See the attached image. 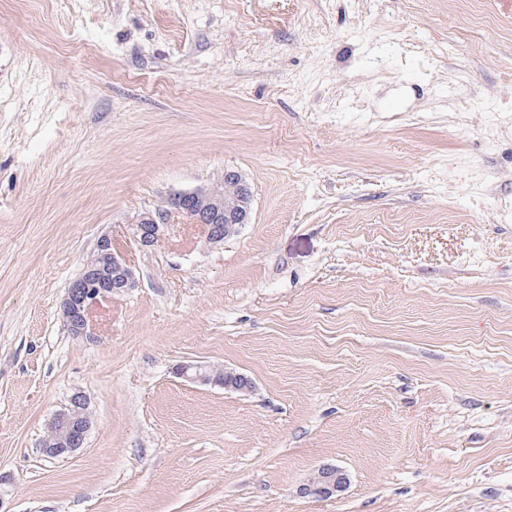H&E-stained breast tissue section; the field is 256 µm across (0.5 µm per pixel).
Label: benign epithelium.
<instances>
[{
	"instance_id": "obj_1",
	"label": "benign epithelium",
	"mask_w": 512,
	"mask_h": 512,
	"mask_svg": "<svg viewBox=\"0 0 512 512\" xmlns=\"http://www.w3.org/2000/svg\"><path fill=\"white\" fill-rule=\"evenodd\" d=\"M252 190L242 176L232 170L224 171V180L209 187L173 195L165 205L143 213L131 225L134 243L141 249L155 246L162 238L171 214L182 216L189 224H202L207 239L220 244L234 235L238 228L251 220ZM136 287L134 271L114 252L112 239L103 237L96 246V256L84 265L82 272L68 286L61 304V313L69 333L76 338H93L90 314L112 294ZM177 374L192 382L215 384L237 391L252 388L251 380L239 373L214 366L183 364ZM91 427L86 397L78 392L69 405L49 421L48 437L41 444V453L48 458L67 459L84 444ZM347 474L334 465L316 469L307 483L299 488L303 497L328 499L343 491Z\"/></svg>"
}]
</instances>
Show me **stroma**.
Segmentation results:
<instances>
[{
    "label": "stroma",
    "mask_w": 512,
    "mask_h": 512,
    "mask_svg": "<svg viewBox=\"0 0 512 512\" xmlns=\"http://www.w3.org/2000/svg\"><path fill=\"white\" fill-rule=\"evenodd\" d=\"M228 170L224 245L176 214L134 244ZM507 209L512 0H0V507L512 512ZM104 236L137 286L77 339ZM324 464L347 488L300 496ZM251 186L232 170L225 171L224 180L209 187L173 195L164 206L143 213L131 224L134 243L141 249L155 246L162 238L172 213L189 224H203L209 243L220 244L251 220ZM214 366L200 364H183L177 367V375L192 382L201 384H215L237 391H248L252 388L251 380L239 373L226 371ZM87 404L82 393H75L69 405L53 416L47 425L49 435L40 448L44 456L66 459L82 447L91 427Z\"/></svg>",
    "instance_id": "obj_1"
}]
</instances>
